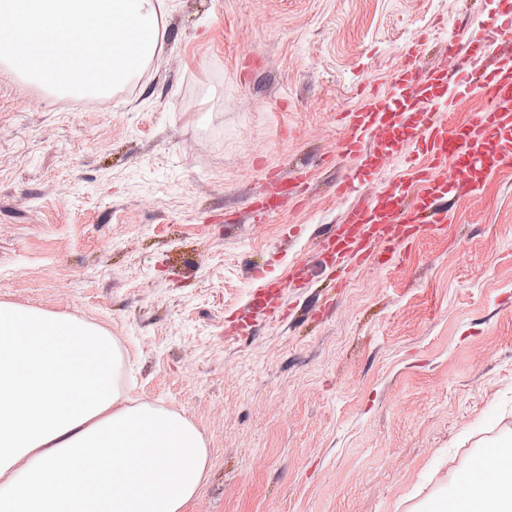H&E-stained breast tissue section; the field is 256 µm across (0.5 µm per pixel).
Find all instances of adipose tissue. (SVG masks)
Segmentation results:
<instances>
[{
	"label": "adipose tissue",
	"instance_id": "adipose-tissue-1",
	"mask_svg": "<svg viewBox=\"0 0 512 512\" xmlns=\"http://www.w3.org/2000/svg\"><path fill=\"white\" fill-rule=\"evenodd\" d=\"M111 333L0 300V512H186L208 450L183 415L135 403ZM419 512H512V448Z\"/></svg>",
	"mask_w": 512,
	"mask_h": 512
}]
</instances>
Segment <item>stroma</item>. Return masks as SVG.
I'll return each instance as SVG.
<instances>
[{"label":"stroma","mask_w":512,"mask_h":512,"mask_svg":"<svg viewBox=\"0 0 512 512\" xmlns=\"http://www.w3.org/2000/svg\"><path fill=\"white\" fill-rule=\"evenodd\" d=\"M167 4L108 100L0 68V300L106 328L130 396L196 425L188 512H413L512 441V159L332 289L343 213L379 186L342 115L500 2ZM272 174L293 194L261 212Z\"/></svg>","instance_id":"stroma-1"}]
</instances>
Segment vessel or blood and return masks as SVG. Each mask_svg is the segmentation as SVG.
<instances>
[{"instance_id":"1","label":"vessel or blood","mask_w":512,"mask_h":512,"mask_svg":"<svg viewBox=\"0 0 512 512\" xmlns=\"http://www.w3.org/2000/svg\"><path fill=\"white\" fill-rule=\"evenodd\" d=\"M500 2L484 31L469 35L466 50L449 44L446 66L422 73L415 55H408L394 76L392 96L368 95L349 113L344 148L359 159L357 175H379L394 160L406 173L346 210L336 233L338 259L362 263L374 236L392 241L399 228L412 232L423 224L446 223L441 201L460 184H481L512 158V54L495 49L496 37L512 35V0ZM491 55L494 67L479 69ZM475 86L487 95L488 106L462 124L448 125L442 118L448 98L467 95ZM417 153L427 156L429 165L415 163Z\"/></svg>"}]
</instances>
